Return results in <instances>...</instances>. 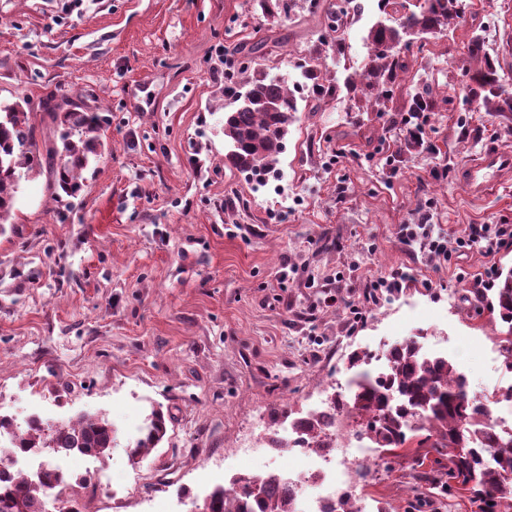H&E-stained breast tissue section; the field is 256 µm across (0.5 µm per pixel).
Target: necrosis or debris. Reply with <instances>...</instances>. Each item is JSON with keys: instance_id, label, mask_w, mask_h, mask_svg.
Segmentation results:
<instances>
[{"instance_id": "4bbe7bcc", "label": "necrosis or debris", "mask_w": 512, "mask_h": 512, "mask_svg": "<svg viewBox=\"0 0 512 512\" xmlns=\"http://www.w3.org/2000/svg\"><path fill=\"white\" fill-rule=\"evenodd\" d=\"M320 421L318 439L295 424H287L277 434V445H270L265 435L237 447L240 455L254 452L273 460L274 470L294 492L296 512H328L339 496L355 486L356 473L380 467L381 461L365 447L345 409L329 401L315 404L308 411ZM292 464H283V455Z\"/></svg>"}]
</instances>
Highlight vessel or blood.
Segmentation results:
<instances>
[{"instance_id": "1", "label": "vessel or blood", "mask_w": 512, "mask_h": 512, "mask_svg": "<svg viewBox=\"0 0 512 512\" xmlns=\"http://www.w3.org/2000/svg\"><path fill=\"white\" fill-rule=\"evenodd\" d=\"M457 179L471 198L494 196L501 186L512 180V154L487 148L458 169Z\"/></svg>"}]
</instances>
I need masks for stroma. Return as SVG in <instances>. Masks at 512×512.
<instances>
[{"label":"stroma","mask_w":512,"mask_h":512,"mask_svg":"<svg viewBox=\"0 0 512 512\" xmlns=\"http://www.w3.org/2000/svg\"><path fill=\"white\" fill-rule=\"evenodd\" d=\"M328 2L295 0L269 18L253 0H0V100H27L42 144L53 138L46 103L106 121L79 196L30 175L0 232V414L20 424L102 415L121 441L106 463L70 469L87 485L67 510L192 512V495L248 472L229 453L243 434L347 386L357 349L421 336L471 390L512 385L504 325L485 305L493 291L473 285L487 267L512 268V246L455 247L443 262L399 236L425 212L452 239L472 224L512 225V185L476 202L455 176L488 145L512 152V117L459 92L479 27L512 91V0H464V20L403 48L413 68L384 112L362 111L344 78L367 63L369 29L392 17L363 0L333 32L318 23ZM333 38L340 49L316 74L336 92L299 99L279 156L287 179L275 190L231 171L225 49L241 81L291 80ZM423 85L444 101L410 147L393 119ZM401 269L402 288L367 297L366 283ZM156 406L167 435L132 459L129 426ZM419 472L396 460L356 494L368 512H409ZM104 473L124 491H104Z\"/></svg>","instance_id":"35a3bbf8"}]
</instances>
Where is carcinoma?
Listing matches in <instances>:
<instances>
[{
  "instance_id": "carcinoma-1",
  "label": "carcinoma",
  "mask_w": 512,
  "mask_h": 512,
  "mask_svg": "<svg viewBox=\"0 0 512 512\" xmlns=\"http://www.w3.org/2000/svg\"><path fill=\"white\" fill-rule=\"evenodd\" d=\"M401 0H380L382 10L399 15V26L378 25L370 29L369 61L361 74H349L347 89L359 90L372 110L382 112L390 101L388 92L398 73H406L411 62L396 51L380 49L397 41L400 27L411 26L425 34L436 33L463 16V0H423L419 10L400 13ZM469 58L479 67L472 73V84L465 97L478 101L487 112H512V94L499 81L495 60L484 52L480 35L472 37ZM247 95L250 103L224 113V140L229 145L225 161L251 178L276 170L278 156L285 147L288 127L298 112L297 103L280 86V80L263 75L245 91L233 90L237 99ZM25 100L0 102V231L12 217L16 195L23 178L46 171L56 193L76 197L83 189L82 170L103 154V121L99 113L86 112L72 104L46 106L55 125L59 143L40 147L35 125L24 109ZM437 96L430 88L411 95L408 112H433ZM490 312H498L512 336V271L508 272L488 302ZM390 368L372 378L357 372L348 400L331 393L332 401L347 409L360 436L388 455L399 450L414 436L419 446L436 454L434 467L419 475L425 491L416 496L415 512H428L433 506L430 490L450 495L471 494L478 512H512V433H502L490 419L492 406L512 403V385L478 396L471 392L468 379L443 356L428 358L416 339L402 341L388 350ZM168 418L162 408H153L141 428L135 445L128 447L133 458H144L165 438ZM11 434L12 443L0 448V459L11 460L0 466V512H41L42 502L51 494L73 488L69 477L48 464L30 479L15 470L19 454L41 456L79 454L106 461L112 449L120 446L116 430L104 416L81 417L75 421L50 424L37 416L21 430L14 419L0 417V433ZM498 448L494 459L483 458L476 439ZM207 512H294L291 493L274 472L242 474L230 487L216 486L203 498Z\"/></svg>"
}]
</instances>
